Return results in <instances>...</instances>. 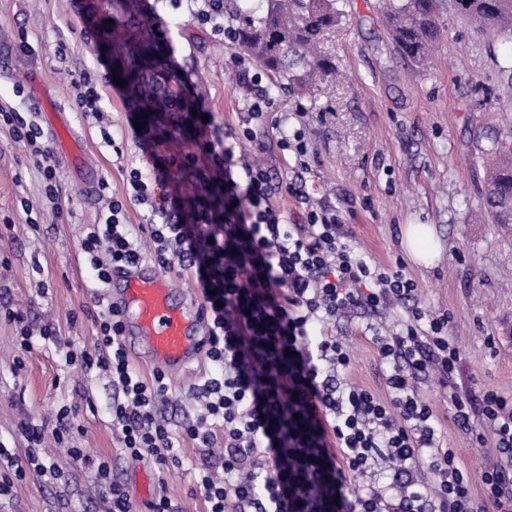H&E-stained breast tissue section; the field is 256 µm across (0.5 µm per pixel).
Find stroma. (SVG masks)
Returning <instances> with one entry per match:
<instances>
[{
	"label": "stroma",
	"instance_id": "1",
	"mask_svg": "<svg viewBox=\"0 0 512 512\" xmlns=\"http://www.w3.org/2000/svg\"><path fill=\"white\" fill-rule=\"evenodd\" d=\"M94 3L0 0V104L35 113L50 146L54 139L41 101L49 96L78 137L86 168L81 174L56 158L64 212L54 215L27 147L0 129V234L9 241L0 250V446L23 453L20 423L39 425L74 405L83 428L75 445L85 456L77 462L65 449L48 448L58 470L55 483L28 471L0 493V512H107L96 467L102 460L132 502L154 499L159 491L153 462L131 459L112 430L109 381L65 361L67 351L92 347L95 334V282L80 243L102 204L85 188V175L107 180L119 193L122 165L142 168L151 155L176 156L186 149L178 137L146 143L134 136L139 115L124 88L112 81L111 53L95 49ZM147 5L167 35L168 61L188 85L204 88L199 107L211 113L216 131L236 127L245 90L228 62L240 52L237 43L202 28L187 8L173 9L168 0ZM339 5L342 18L320 45L335 61L339 79L319 82L307 98L274 91V77L258 73L261 88L285 117L282 130L268 124L256 129L265 145L259 158L273 170L274 200L292 224L301 221L307 202L324 203L353 229L354 244L367 261H403L405 274L420 289V307L452 316L448 334L462 357L456 387L476 395L489 388L512 400V224L476 216L489 151L495 142L512 139V38L492 29L476 31L446 7L438 53L416 66L397 55L378 0ZM22 37L32 55L17 51ZM61 44L63 60L56 55ZM84 70L105 85L109 131L123 140V158L113 155L98 126L73 105L71 80ZM298 129L314 157L305 200L285 190L296 171L278 145L281 131ZM410 224L434 228L441 250L431 266L415 263L402 249ZM11 310L22 313L24 323L10 320ZM371 321V313L359 309L337 321L334 332L354 354L355 381L377 392L380 360L370 340ZM48 326L55 328V338H43ZM24 327L31 333L28 350L20 346ZM17 357L22 367L14 366ZM203 370V363H194L171 378V428L181 437L182 463L170 470L168 492L182 512L206 510L194 476L198 450L182 436L194 417L185 392ZM421 391L437 410L443 438L468 473L473 496H482L480 475L496 455L475 448L471 434L453 423L438 381L425 380Z\"/></svg>",
	"mask_w": 512,
	"mask_h": 512
}]
</instances>
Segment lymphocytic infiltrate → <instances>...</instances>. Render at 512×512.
Returning a JSON list of instances; mask_svg holds the SVG:
<instances>
[{"instance_id":"1","label":"lymphocytic infiltrate","mask_w":512,"mask_h":512,"mask_svg":"<svg viewBox=\"0 0 512 512\" xmlns=\"http://www.w3.org/2000/svg\"><path fill=\"white\" fill-rule=\"evenodd\" d=\"M272 107L264 91L248 93L238 127L222 135L193 117L194 151L156 158L145 170L125 168L122 193L99 183L104 220L86 226L81 250L102 309L93 349L68 360L110 378L112 428L131 458H150L161 471L179 464L167 377L147 379L131 365L102 289L115 269L147 261L190 272L202 290V356L212 369L188 388L201 411L184 434L200 450L196 482L207 512H512V402L491 389L478 400L451 389L462 358L448 335L449 314L426 315L403 268L358 254L335 209L317 203L302 223L287 222L272 202L270 168L236 152L254 141V123L281 127ZM0 123L27 147L54 213L62 214L57 168L33 114L5 109ZM173 166L191 173L200 190L220 189V207L184 211L169 187ZM131 204L146 209L136 237L124 222ZM395 305L407 311L399 327L373 329L381 397L352 381L353 356L330 326L357 309L381 317ZM433 373L449 389L452 419L467 429L482 419L475 441L499 457L481 475V499L454 451L442 446L436 410L420 392ZM75 416L65 408L51 422L24 427L27 451L9 456L0 492L31 466L54 478L40 450L46 438L71 439ZM218 467L223 477L215 476ZM425 474L430 483H422Z\"/></svg>"}]
</instances>
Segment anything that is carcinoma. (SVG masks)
Here are the masks:
<instances>
[{
	"label": "carcinoma",
	"instance_id": "1",
	"mask_svg": "<svg viewBox=\"0 0 512 512\" xmlns=\"http://www.w3.org/2000/svg\"><path fill=\"white\" fill-rule=\"evenodd\" d=\"M127 14L137 27L153 30L156 18L143 12L141 0H101ZM257 12L250 0H239L231 13L230 30L245 52L290 91H310L316 78L336 73L318 45L340 16L337 0H265ZM389 35L400 58L413 64L430 59L441 40V0H382ZM457 16L478 28L512 32V0H450ZM101 40L112 46V76L125 80L129 99L140 111L156 117L153 127L165 133L169 123L159 119L167 112L193 111V99L181 82L170 77L160 91L147 82L149 71L163 66L158 48L151 42L137 45L125 39L118 25H105ZM512 197V144L495 148V160L486 172L483 212L496 224H512V211L504 201Z\"/></svg>",
	"mask_w": 512,
	"mask_h": 512
}]
</instances>
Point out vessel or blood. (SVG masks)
I'll list each match as a JSON object with an SVG mask.
<instances>
[{
    "instance_id": "1",
    "label": "vessel or blood",
    "mask_w": 512,
    "mask_h": 512,
    "mask_svg": "<svg viewBox=\"0 0 512 512\" xmlns=\"http://www.w3.org/2000/svg\"><path fill=\"white\" fill-rule=\"evenodd\" d=\"M121 281L109 297L123 322L127 356L168 373L186 368L203 348L202 310L197 302H177L168 277L142 263L114 271Z\"/></svg>"
}]
</instances>
